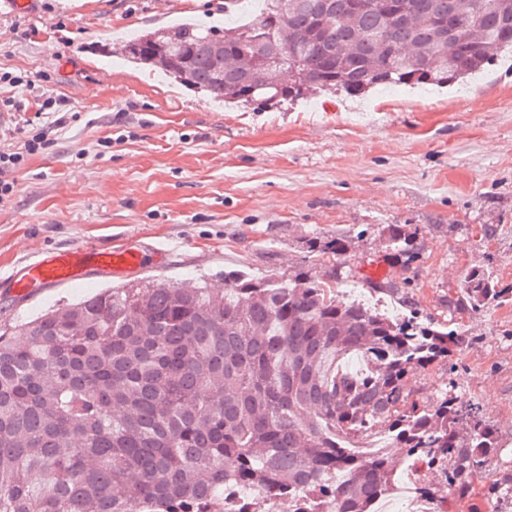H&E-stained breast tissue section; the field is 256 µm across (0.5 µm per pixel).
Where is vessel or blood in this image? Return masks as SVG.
Here are the masks:
<instances>
[{"label": "vessel or blood", "mask_w": 512, "mask_h": 512, "mask_svg": "<svg viewBox=\"0 0 512 512\" xmlns=\"http://www.w3.org/2000/svg\"><path fill=\"white\" fill-rule=\"evenodd\" d=\"M147 264V254L139 247L85 244L38 252L12 277L11 283L18 294L26 296L37 289L85 282L97 272L115 276L133 273Z\"/></svg>", "instance_id": "vessel-or-blood-1"}]
</instances>
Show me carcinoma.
<instances>
[{"mask_svg":"<svg viewBox=\"0 0 512 512\" xmlns=\"http://www.w3.org/2000/svg\"><path fill=\"white\" fill-rule=\"evenodd\" d=\"M254 18L140 34L122 46L189 90L262 108L317 91L445 87L512 51V0H257ZM313 252L340 256V239ZM388 248L411 260L397 224ZM214 291L149 282L109 288L0 334V512H217L230 488L291 512H374L395 487L389 449L438 470L464 499L498 448L453 382L431 403L408 374L452 360L459 334L346 299L336 276L226 272ZM471 311L512 300L488 271ZM368 362L339 368L347 355ZM387 448L364 458L375 432ZM435 512L447 502L421 481ZM512 507V475L489 482Z\"/></svg>","mask_w":512,"mask_h":512,"instance_id":"obj_1","label":"carcinoma"}]
</instances>
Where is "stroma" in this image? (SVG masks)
Returning a JSON list of instances; mask_svg holds the SVG:
<instances>
[{"instance_id": "35a3bbf8", "label": "stroma", "mask_w": 512, "mask_h": 512, "mask_svg": "<svg viewBox=\"0 0 512 512\" xmlns=\"http://www.w3.org/2000/svg\"><path fill=\"white\" fill-rule=\"evenodd\" d=\"M193 21L223 26L209 0H0V72L47 73L39 93L0 88V127L46 124L40 96L63 99L52 147L15 174L0 201V333L105 288L224 274L335 276L344 296L416 312L465 336L451 363L414 371V399L447 382L480 406L499 449L452 500L438 472L397 465L383 512H412L407 488L433 484L448 512H489L490 479L512 474V301L471 311L464 277L488 269L512 285V55L462 86L329 92L257 110L224 105L111 53L140 32ZM111 147H102L103 138ZM403 225L419 249L390 256ZM343 238L332 257L312 238ZM93 243L166 251L160 268L22 297L10 286L34 249Z\"/></svg>"}]
</instances>
